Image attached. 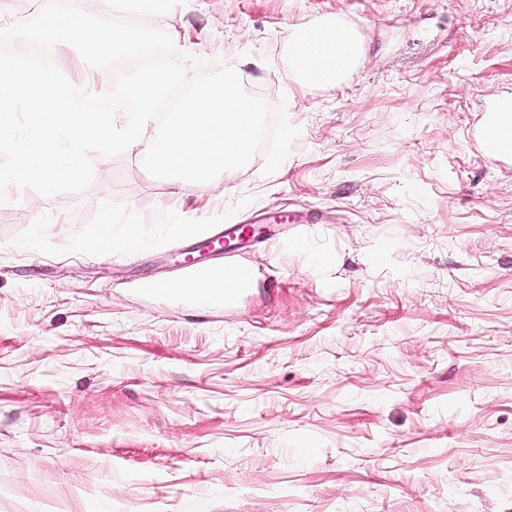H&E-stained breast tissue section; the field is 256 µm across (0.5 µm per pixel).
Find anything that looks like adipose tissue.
Instances as JSON below:
<instances>
[{
  "label": "adipose tissue",
  "instance_id": "ef3b65f1",
  "mask_svg": "<svg viewBox=\"0 0 512 512\" xmlns=\"http://www.w3.org/2000/svg\"><path fill=\"white\" fill-rule=\"evenodd\" d=\"M288 50L294 72L306 86L340 79L359 61L361 46L356 35L335 23L294 26L288 30ZM147 243L143 225H118L112 212H103L95 230L79 237L76 245L84 251L121 248L129 252Z\"/></svg>",
  "mask_w": 512,
  "mask_h": 512
}]
</instances>
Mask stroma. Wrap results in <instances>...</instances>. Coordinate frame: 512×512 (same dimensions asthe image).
<instances>
[{
	"mask_svg": "<svg viewBox=\"0 0 512 512\" xmlns=\"http://www.w3.org/2000/svg\"><path fill=\"white\" fill-rule=\"evenodd\" d=\"M326 20L363 57L301 87L288 28ZM150 23L301 133L275 174L258 154L207 193L139 149L93 155L79 194L7 189L0 512H512V162L472 142L512 97V0H188ZM165 202L194 232L74 246ZM228 223L256 226L250 293L141 291ZM119 223L110 211H104L95 230L86 236L77 238L76 246L84 251H97L121 248L129 252L142 249L147 244L142 224H124L121 231L116 230Z\"/></svg>",
	"mask_w": 512,
	"mask_h": 512,
	"instance_id": "1",
	"label": "stroma"
}]
</instances>
